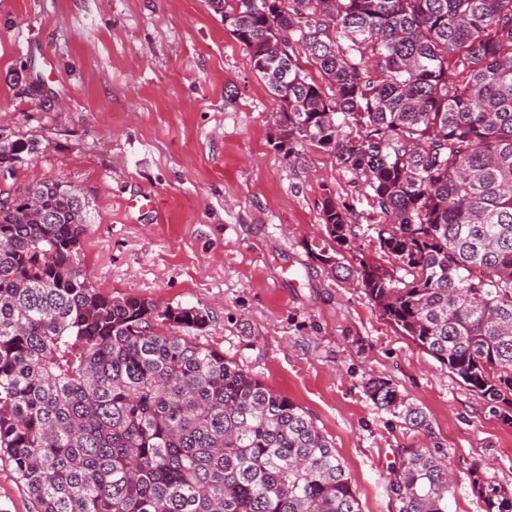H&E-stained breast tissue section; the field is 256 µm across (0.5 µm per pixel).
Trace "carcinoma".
<instances>
[{
    "instance_id": "obj_1",
    "label": "carcinoma",
    "mask_w": 512,
    "mask_h": 512,
    "mask_svg": "<svg viewBox=\"0 0 512 512\" xmlns=\"http://www.w3.org/2000/svg\"><path fill=\"white\" fill-rule=\"evenodd\" d=\"M209 0L279 109L288 161L315 146L369 189L396 278L333 262L403 335L512 408V0ZM348 42L343 51L337 44ZM302 43L329 90L310 79ZM36 150L0 144V168ZM88 202L51 179L0 192V459L39 512H362L312 418L196 334L209 315L102 294L80 262ZM335 247L356 240L327 195ZM374 405L413 429L423 410L383 379ZM399 512H448V466L401 448ZM489 512L512 495L471 471Z\"/></svg>"
}]
</instances>
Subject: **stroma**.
<instances>
[{
  "label": "stroma",
  "instance_id": "stroma-1",
  "mask_svg": "<svg viewBox=\"0 0 512 512\" xmlns=\"http://www.w3.org/2000/svg\"><path fill=\"white\" fill-rule=\"evenodd\" d=\"M277 108L208 0H0V137L36 145L0 170V190L77 188L91 282L207 312L201 341L312 417L363 512H398L387 480L402 448L447 464L449 512H487L470 472L512 494V424L314 260L329 242L328 192L365 261L397 266L379 249L365 186L319 148L284 158ZM144 196L156 211L132 208ZM372 378L421 408L428 429L378 409ZM0 512H38L2 460Z\"/></svg>",
  "mask_w": 512,
  "mask_h": 512
}]
</instances>
